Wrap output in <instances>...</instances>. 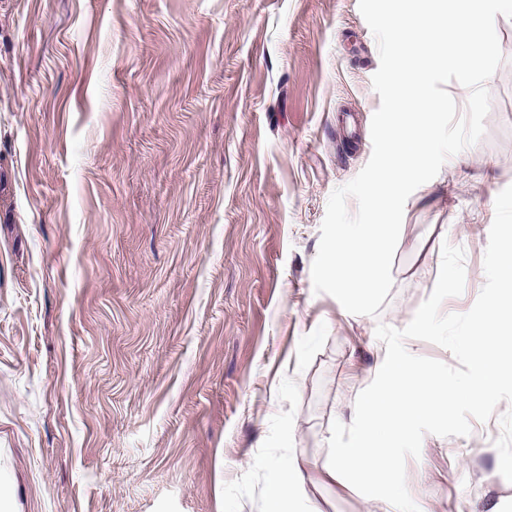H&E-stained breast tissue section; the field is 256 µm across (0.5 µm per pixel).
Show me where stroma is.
<instances>
[{
  "label": "stroma",
  "instance_id": "obj_1",
  "mask_svg": "<svg viewBox=\"0 0 512 512\" xmlns=\"http://www.w3.org/2000/svg\"><path fill=\"white\" fill-rule=\"evenodd\" d=\"M485 134L408 198L379 317L315 293L332 191L372 154L358 0H0V512H267L328 464L443 243L468 311L512 185V19ZM427 512H512V403L406 462ZM313 512H382L344 479ZM278 478L269 491L270 512H293L290 510L309 482L317 483L319 479L312 480V476L298 461L285 458L277 465Z\"/></svg>",
  "mask_w": 512,
  "mask_h": 512
}]
</instances>
